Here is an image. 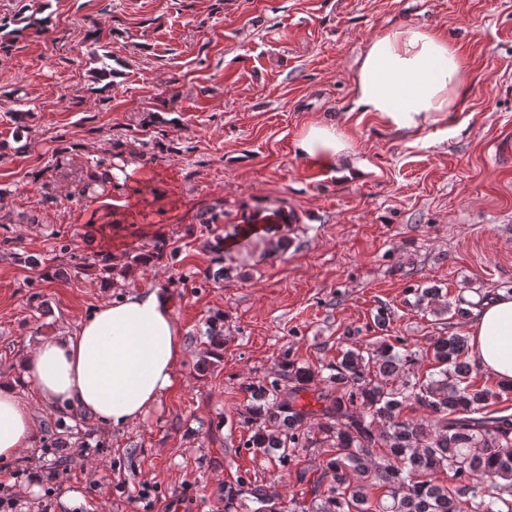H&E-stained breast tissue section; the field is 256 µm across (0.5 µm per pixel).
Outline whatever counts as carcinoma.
<instances>
[{
	"label": "carcinoma",
	"instance_id": "obj_1",
	"mask_svg": "<svg viewBox=\"0 0 512 512\" xmlns=\"http://www.w3.org/2000/svg\"><path fill=\"white\" fill-rule=\"evenodd\" d=\"M469 350L465 336L431 338L435 367L421 378L418 352L385 340L348 347L327 376L285 356L278 377L246 386L251 404L240 416L250 435L240 447L283 466L334 449L316 478L297 472L311 499L291 501V512H512V413L492 408L499 395L473 384ZM310 390L316 410L300 403ZM278 499L246 475L224 485V512L241 500L256 504L252 512H278Z\"/></svg>",
	"mask_w": 512,
	"mask_h": 512
}]
</instances>
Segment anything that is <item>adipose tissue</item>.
Segmentation results:
<instances>
[{
	"instance_id": "obj_1",
	"label": "adipose tissue",
	"mask_w": 512,
	"mask_h": 512,
	"mask_svg": "<svg viewBox=\"0 0 512 512\" xmlns=\"http://www.w3.org/2000/svg\"><path fill=\"white\" fill-rule=\"evenodd\" d=\"M466 67L439 30L402 26L370 41L354 76L356 111L417 135L444 126L457 106ZM300 156L346 179L361 178L348 136L336 124L311 123L295 143ZM472 359L504 388L512 387V294L500 293L475 311L469 326ZM185 348L168 288L155 286L104 300L69 332L41 339L21 352L15 369L0 374V459L36 444L37 409L74 407L98 430L141 421L175 388ZM31 392L21 390V383Z\"/></svg>"
}]
</instances>
